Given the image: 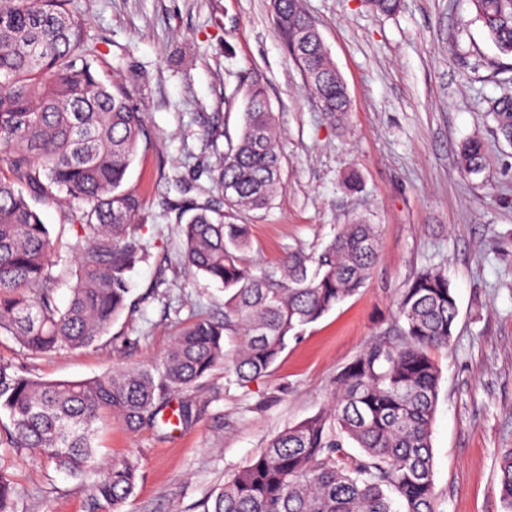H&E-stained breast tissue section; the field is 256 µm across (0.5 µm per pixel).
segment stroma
I'll use <instances>...</instances> for the list:
<instances>
[{
	"instance_id": "35a3bbf8",
	"label": "stroma",
	"mask_w": 512,
	"mask_h": 512,
	"mask_svg": "<svg viewBox=\"0 0 512 512\" xmlns=\"http://www.w3.org/2000/svg\"><path fill=\"white\" fill-rule=\"evenodd\" d=\"M100 75L136 80L134 102L152 132L125 185L150 256L130 275L135 307L90 348L35 354L0 335V361L43 380H81L159 360L182 328L224 317V293L185 268L179 211L223 208L215 171L237 140L247 87L260 82L276 115L282 188L244 211L249 264L271 269L289 251L317 255L338 225H380L379 259L360 291L289 339L267 373L239 383L220 367L185 397L200 408L188 430L112 423L104 458L135 450L140 480L123 512H203L211 491L267 440L326 409L336 377L393 322L395 302L424 266L444 269L459 314L437 353L432 425L439 512H503L499 459L512 448V147L482 109L512 78L470 0H400L377 13L364 0H304L347 87L336 127L320 111L273 24L272 0H72ZM478 136L488 170L465 174L458 148ZM357 170L362 190L347 193ZM60 246L54 273L66 302L79 237L66 204L34 200ZM17 482L15 512H87L88 485L34 452L0 450Z\"/></svg>"
}]
</instances>
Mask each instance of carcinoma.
Masks as SVG:
<instances>
[{
	"label": "carcinoma",
	"mask_w": 512,
	"mask_h": 512,
	"mask_svg": "<svg viewBox=\"0 0 512 512\" xmlns=\"http://www.w3.org/2000/svg\"><path fill=\"white\" fill-rule=\"evenodd\" d=\"M498 50L512 56V0H472ZM274 24L328 119L350 99L301 0H277ZM70 0H0V335L35 354L96 344L132 308L128 273L146 259L134 220L142 199L124 188L139 146L150 137L133 90L105 83ZM496 139L512 146V94L488 101ZM275 117L259 83L249 87L244 122L217 179L224 211L193 206L182 225L183 264L224 291V319L202 317L156 363L100 377L45 381L0 362V410L10 420L0 446L33 449L54 468L89 479V512H122L134 494L139 460L99 458V431L114 419L128 430L158 427L171 400L200 387L237 336L233 372H266L297 335L354 295L379 254L380 225L359 217L339 225L315 257L293 251L277 270L245 262L250 225L241 209L268 208L280 187ZM468 175L487 167L484 140L461 143ZM73 203L83 244L67 304L55 298L57 242L27 196ZM458 307L447 275L414 274L397 302L393 334L367 345L336 379L328 408L271 438L224 480L204 512H438L432 423L440 374L431 352L446 349ZM197 419L178 405L179 427ZM360 448L349 456L345 444ZM499 493L512 512V448L499 460ZM12 476L0 468V512H14Z\"/></svg>",
	"instance_id": "cac0c4a2"
}]
</instances>
